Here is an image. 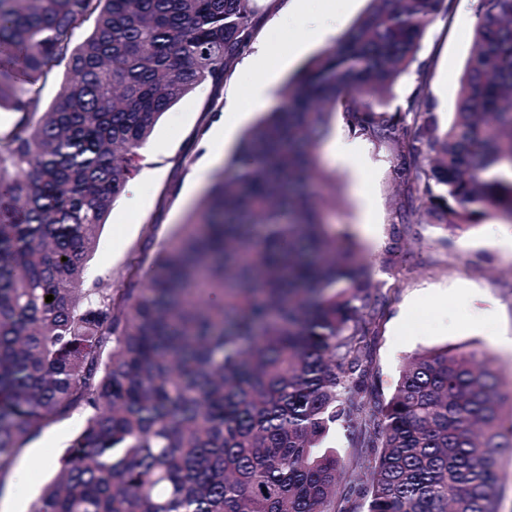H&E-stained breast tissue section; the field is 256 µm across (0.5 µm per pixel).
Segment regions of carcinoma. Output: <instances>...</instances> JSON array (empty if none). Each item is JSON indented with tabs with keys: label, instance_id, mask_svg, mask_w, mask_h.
<instances>
[{
	"label": "carcinoma",
	"instance_id": "cac0c4a2",
	"mask_svg": "<svg viewBox=\"0 0 512 512\" xmlns=\"http://www.w3.org/2000/svg\"><path fill=\"white\" fill-rule=\"evenodd\" d=\"M453 5L370 0L247 131L145 277L114 289L85 279L99 232L163 114L232 75L257 0H0V56L22 76L0 70V108L20 113L0 136V475L45 427L87 414L32 512H351L359 496L368 512H499L512 387L446 348L412 356L388 401L369 396L384 296L338 257L325 197L304 191L324 180L317 147L339 113L392 155L426 223L512 222V0H476L442 129L419 53ZM62 65L41 113L36 84ZM338 427L357 449L340 492Z\"/></svg>",
	"mask_w": 512,
	"mask_h": 512
}]
</instances>
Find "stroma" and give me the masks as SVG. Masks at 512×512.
<instances>
[{
	"label": "stroma",
	"mask_w": 512,
	"mask_h": 512,
	"mask_svg": "<svg viewBox=\"0 0 512 512\" xmlns=\"http://www.w3.org/2000/svg\"><path fill=\"white\" fill-rule=\"evenodd\" d=\"M258 4L262 19L257 39L274 44L271 57L257 69L236 66L223 85H200L164 113L141 151L134 177L138 200L122 197L112 207L88 262L87 280L123 288L130 265L147 271L156 251L207 191L196 184V170L206 165L215 174L220 169L197 146L212 117L225 118L233 129L224 148L225 159H232L242 135L263 110L280 105L286 81L333 45V38L314 34L328 11L349 26L366 11L368 0H304L296 15L289 14L288 0ZM474 28L457 7L450 16L437 17L423 40L420 57L430 65L429 91L443 127L455 117ZM259 76L272 83L274 93L265 109L243 110L242 102ZM317 154L322 170L336 179L325 206L329 229L337 244L356 243L370 287L381 289L387 298L380 332L371 344L375 397L389 400L408 357L445 346L486 354L505 382L512 383V351L486 341L492 334L512 337V224L489 217L460 231L414 219L404 230L401 251H389L395 211L407 200L406 190L393 180L389 153L364 145L354 170L336 165L326 145H319ZM358 174L365 180L362 198L351 188ZM85 420L84 413H73L29 441L11 473L0 479V496L13 492L18 512H30L42 486L57 474L56 468L43 466V458H59Z\"/></svg>",
	"instance_id": "obj_1"
}]
</instances>
